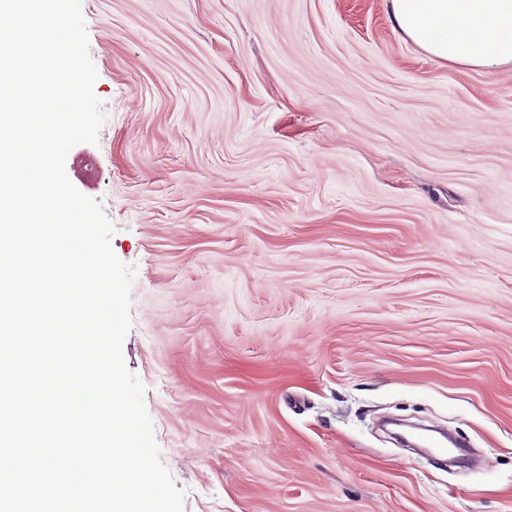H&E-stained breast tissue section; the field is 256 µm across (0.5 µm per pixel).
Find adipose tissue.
Instances as JSON below:
<instances>
[{"mask_svg": "<svg viewBox=\"0 0 512 512\" xmlns=\"http://www.w3.org/2000/svg\"><path fill=\"white\" fill-rule=\"evenodd\" d=\"M397 26L428 55L473 69L512 64V0H390Z\"/></svg>", "mask_w": 512, "mask_h": 512, "instance_id": "adipose-tissue-1", "label": "adipose tissue"}]
</instances>
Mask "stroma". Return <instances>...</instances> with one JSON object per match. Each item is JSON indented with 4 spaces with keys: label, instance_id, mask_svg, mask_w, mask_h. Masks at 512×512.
Segmentation results:
<instances>
[{
    "label": "stroma",
    "instance_id": "obj_1",
    "mask_svg": "<svg viewBox=\"0 0 512 512\" xmlns=\"http://www.w3.org/2000/svg\"><path fill=\"white\" fill-rule=\"evenodd\" d=\"M81 10L106 120L65 169L137 267L123 355L185 512H512V66L429 56L390 0Z\"/></svg>",
    "mask_w": 512,
    "mask_h": 512
}]
</instances>
